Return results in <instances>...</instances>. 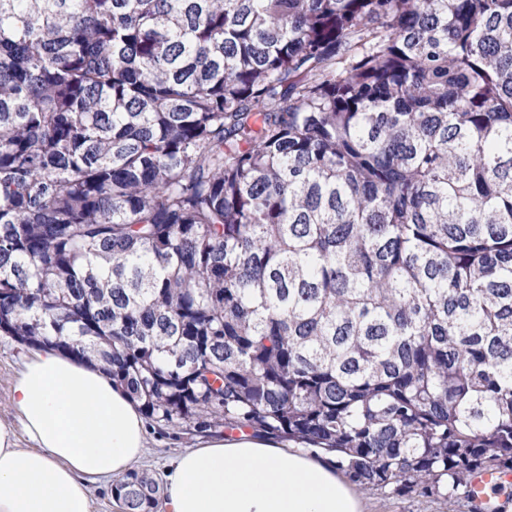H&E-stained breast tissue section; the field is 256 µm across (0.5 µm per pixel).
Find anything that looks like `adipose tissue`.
I'll return each instance as SVG.
<instances>
[{"label":"adipose tissue","mask_w":512,"mask_h":512,"mask_svg":"<svg viewBox=\"0 0 512 512\" xmlns=\"http://www.w3.org/2000/svg\"><path fill=\"white\" fill-rule=\"evenodd\" d=\"M16 424L0 421V512H89V484L145 453L143 418L99 368L54 351L11 386ZM171 512H364L336 468L269 441L213 436L167 475Z\"/></svg>","instance_id":"adipose-tissue-1"}]
</instances>
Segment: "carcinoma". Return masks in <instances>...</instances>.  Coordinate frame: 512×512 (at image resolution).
<instances>
[{
	"label": "carcinoma",
	"instance_id": "1",
	"mask_svg": "<svg viewBox=\"0 0 512 512\" xmlns=\"http://www.w3.org/2000/svg\"><path fill=\"white\" fill-rule=\"evenodd\" d=\"M0 335L364 489L512 472V0H0Z\"/></svg>",
	"mask_w": 512,
	"mask_h": 512
}]
</instances>
